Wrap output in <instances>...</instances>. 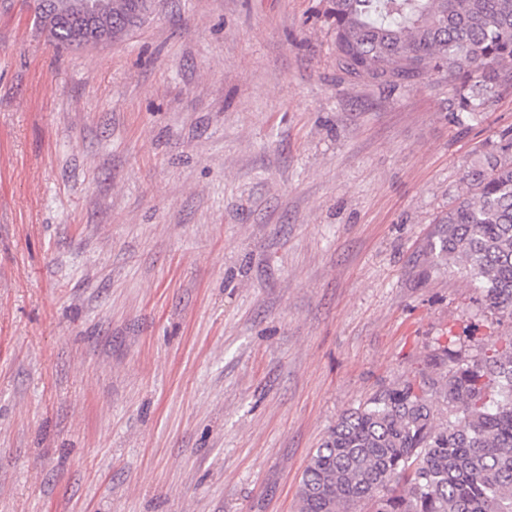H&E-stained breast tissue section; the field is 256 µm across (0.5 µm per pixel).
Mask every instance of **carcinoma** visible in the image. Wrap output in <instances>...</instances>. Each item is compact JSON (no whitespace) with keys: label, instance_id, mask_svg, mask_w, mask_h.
Returning <instances> with one entry per match:
<instances>
[{"label":"carcinoma","instance_id":"obj_1","mask_svg":"<svg viewBox=\"0 0 512 512\" xmlns=\"http://www.w3.org/2000/svg\"><path fill=\"white\" fill-rule=\"evenodd\" d=\"M112 36L151 0H97ZM345 74L394 91L448 84V111H483L512 84V0H321ZM50 42L72 45L56 22ZM437 220L440 260L512 320V137ZM299 512H512V338L476 354L436 341L413 375L344 412L311 454Z\"/></svg>","mask_w":512,"mask_h":512}]
</instances>
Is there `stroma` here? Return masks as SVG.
Returning a JSON list of instances; mask_svg holds the SVG:
<instances>
[{
    "label": "stroma",
    "mask_w": 512,
    "mask_h": 512,
    "mask_svg": "<svg viewBox=\"0 0 512 512\" xmlns=\"http://www.w3.org/2000/svg\"><path fill=\"white\" fill-rule=\"evenodd\" d=\"M318 0H154L58 49L0 0V512H299L348 409L505 340L429 252L512 88L336 65Z\"/></svg>",
    "instance_id": "stroma-1"
}]
</instances>
